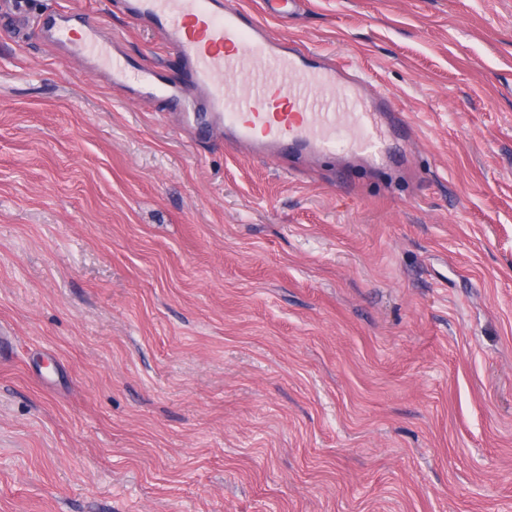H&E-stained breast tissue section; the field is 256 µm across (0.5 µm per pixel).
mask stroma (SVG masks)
<instances>
[{
  "mask_svg": "<svg viewBox=\"0 0 512 512\" xmlns=\"http://www.w3.org/2000/svg\"><path fill=\"white\" fill-rule=\"evenodd\" d=\"M0 8V512H512V0L269 20L407 113L383 169L113 83L188 82L123 0Z\"/></svg>",
  "mask_w": 512,
  "mask_h": 512,
  "instance_id": "stroma-1",
  "label": "stroma"
}]
</instances>
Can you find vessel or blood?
<instances>
[{
    "label": "vessel or blood",
    "mask_w": 512,
    "mask_h": 512,
    "mask_svg": "<svg viewBox=\"0 0 512 512\" xmlns=\"http://www.w3.org/2000/svg\"><path fill=\"white\" fill-rule=\"evenodd\" d=\"M131 16L148 19L169 49L191 61L204 111L223 120L228 141L254 155L333 152L346 128L351 153L383 165L388 139L413 127L389 99L367 98L358 71L336 67L274 37L236 0H126ZM78 20L87 51L98 33L88 14H52L48 29L68 40Z\"/></svg>",
    "instance_id": "1"
}]
</instances>
